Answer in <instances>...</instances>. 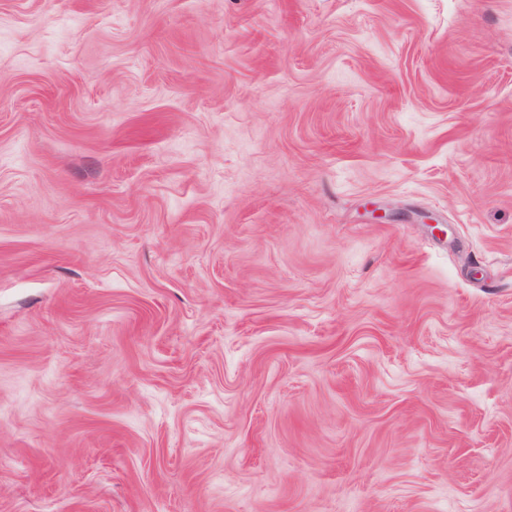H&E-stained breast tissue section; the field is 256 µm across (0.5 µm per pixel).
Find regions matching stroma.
Returning <instances> with one entry per match:
<instances>
[{"mask_svg":"<svg viewBox=\"0 0 512 512\" xmlns=\"http://www.w3.org/2000/svg\"><path fill=\"white\" fill-rule=\"evenodd\" d=\"M0 512H512V0H0Z\"/></svg>","mask_w":512,"mask_h":512,"instance_id":"1","label":"stroma"}]
</instances>
